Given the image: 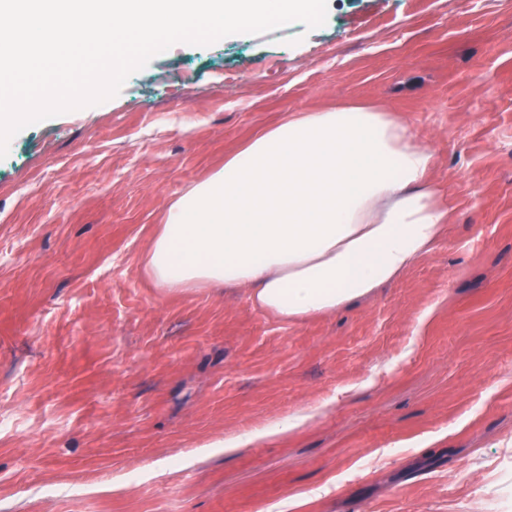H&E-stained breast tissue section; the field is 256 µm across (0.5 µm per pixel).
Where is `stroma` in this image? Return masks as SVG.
<instances>
[{"label": "stroma", "instance_id": "35a3bbf8", "mask_svg": "<svg viewBox=\"0 0 512 512\" xmlns=\"http://www.w3.org/2000/svg\"><path fill=\"white\" fill-rule=\"evenodd\" d=\"M351 102L435 148L450 222L432 254L299 324L243 288L146 275L168 208L225 156L285 113ZM486 502L512 512V0H328L320 28L176 43L116 96L11 138L0 512ZM306 419V415H293L289 418L268 424L262 427L261 429L255 430L254 432H251L249 434L224 439V442H222L221 445L222 447L224 446V452H229L234 450L235 448H238L240 446V442L244 438H260L269 435L286 433L288 432V430L298 426Z\"/></svg>", "mask_w": 512, "mask_h": 512}]
</instances>
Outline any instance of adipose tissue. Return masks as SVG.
<instances>
[{
  "label": "adipose tissue",
  "instance_id": "adipose-tissue-1",
  "mask_svg": "<svg viewBox=\"0 0 512 512\" xmlns=\"http://www.w3.org/2000/svg\"><path fill=\"white\" fill-rule=\"evenodd\" d=\"M435 160L366 105L288 113L171 205L146 268L165 288L249 289L285 321L334 312L434 249L449 216Z\"/></svg>",
  "mask_w": 512,
  "mask_h": 512
}]
</instances>
